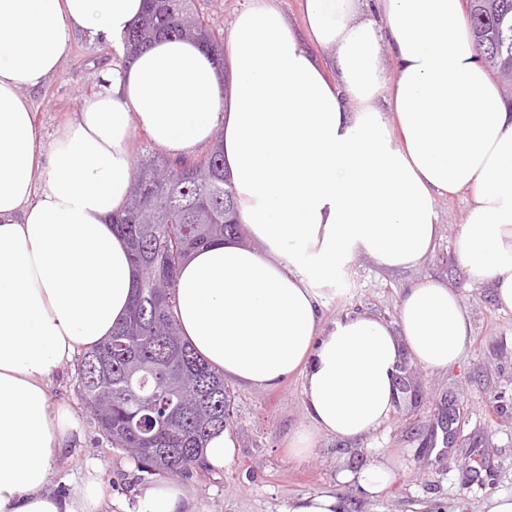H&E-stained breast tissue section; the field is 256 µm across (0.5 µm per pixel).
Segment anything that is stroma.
Instances as JSON below:
<instances>
[{
	"mask_svg": "<svg viewBox=\"0 0 512 512\" xmlns=\"http://www.w3.org/2000/svg\"><path fill=\"white\" fill-rule=\"evenodd\" d=\"M115 59L110 45L74 37L58 72L30 95L44 143ZM468 205L465 195L437 200L435 247L416 267L390 270L355 258L337 275L336 295L323 310L328 322L359 313L394 326L406 288L445 282L472 320L462 358L441 372L414 368L411 395L400 397L380 429L353 441L318 436L305 456L288 453L290 437L308 424L301 377L276 389L234 385L230 427L237 454L224 469L183 479L191 512H286L293 498L328 489L346 501L348 512H480L489 496L512 493V311L500 310L492 289L474 283L456 259L455 228ZM48 389L52 401L69 405L81 436L58 461L50 492L67 493L94 465L110 498L135 507L140 490L156 476L106 443L81 399L74 364L61 369ZM452 408L458 421L450 436L443 422ZM377 453L396 473L380 498H365L355 485L337 481L340 471L359 470Z\"/></svg>",
	"mask_w": 512,
	"mask_h": 512,
	"instance_id": "stroma-1",
	"label": "stroma"
}]
</instances>
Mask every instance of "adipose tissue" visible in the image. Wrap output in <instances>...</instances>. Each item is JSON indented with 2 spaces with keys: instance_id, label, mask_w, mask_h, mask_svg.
Returning <instances> with one entry per match:
<instances>
[{
  "instance_id": "1",
  "label": "adipose tissue",
  "mask_w": 512,
  "mask_h": 512,
  "mask_svg": "<svg viewBox=\"0 0 512 512\" xmlns=\"http://www.w3.org/2000/svg\"><path fill=\"white\" fill-rule=\"evenodd\" d=\"M144 8L0 0V512H101L107 499L96 479L49 492L77 427L47 383L128 313L135 274L112 216L132 189L135 133L174 157L223 141L248 239L180 266L179 328L238 384L302 375L310 426L290 439L292 455L310 453L317 435L357 440L386 423L403 358L434 372L463 354L471 320L441 281L407 288L394 328L322 315L326 287L356 257L401 269L432 252L437 198L469 195L457 259L512 311V106L461 0H306L299 29L255 0L233 23L223 68L202 43L175 39L124 61ZM79 34L120 61L46 145L27 94ZM313 44L334 49L331 64ZM337 480L374 499L395 473L376 457ZM136 512H188L182 485L147 486Z\"/></svg>"
}]
</instances>
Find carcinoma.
<instances>
[{
	"label": "carcinoma",
	"mask_w": 512,
	"mask_h": 512,
	"mask_svg": "<svg viewBox=\"0 0 512 512\" xmlns=\"http://www.w3.org/2000/svg\"><path fill=\"white\" fill-rule=\"evenodd\" d=\"M196 0H148L124 36L131 53L159 38L195 40L222 60ZM467 20L485 65L512 91V0H467ZM219 142L196 158L138 164L125 211L112 218L137 272L125 320L78 362L81 398L113 448H141L139 467L191 477L202 444L229 426L233 397L184 342L175 317L177 273L191 253L243 238Z\"/></svg>",
	"instance_id": "obj_1"
}]
</instances>
